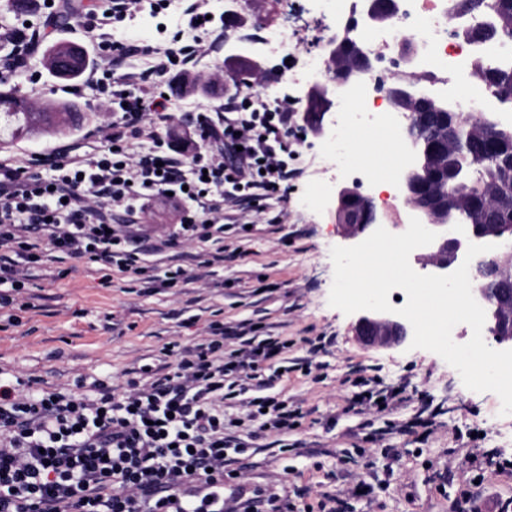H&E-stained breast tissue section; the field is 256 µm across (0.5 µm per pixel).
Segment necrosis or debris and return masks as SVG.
<instances>
[{
    "label": "necrosis or debris",
    "mask_w": 512,
    "mask_h": 512,
    "mask_svg": "<svg viewBox=\"0 0 512 512\" xmlns=\"http://www.w3.org/2000/svg\"><path fill=\"white\" fill-rule=\"evenodd\" d=\"M396 4L384 30L361 31V40L381 63L377 71L337 97L336 113L347 115L355 125H382L388 139L398 141L401 131L383 107V85L387 73L408 68L454 83L463 117L476 118L477 96L465 80L466 70L478 60L512 66V39L480 48L455 35L449 0H396Z\"/></svg>",
    "instance_id": "obj_1"
}]
</instances>
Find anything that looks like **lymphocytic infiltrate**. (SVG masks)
Segmentation results:
<instances>
[{
    "label": "lymphocytic infiltrate",
    "instance_id": "obj_1",
    "mask_svg": "<svg viewBox=\"0 0 512 512\" xmlns=\"http://www.w3.org/2000/svg\"><path fill=\"white\" fill-rule=\"evenodd\" d=\"M167 0H113L111 10L83 8L86 41L120 58L139 51L153 59L138 72L91 69V82L109 91L111 120L92 135L90 151L0 160V311L18 305L17 290L31 268L59 255L88 258L147 283L175 288L182 266L151 274L138 245L141 227L116 224L114 209L146 212L152 200L172 195L183 204L173 233L159 243L175 249L207 242L203 266L223 263V232L242 210H258L279 224L284 211L269 206L280 186L299 177L300 153L288 142L297 113L287 100L258 109L243 83L266 80L259 66L226 60L224 103L216 115L198 114L196 136L204 153L185 157L166 141L174 121L164 82L186 87L189 65L202 43L140 47L102 41L112 22L143 11L157 14ZM146 141L137 152L134 142ZM201 342L169 343L160 369L145 365L123 387L97 379L82 394L41 388L20 391L0 379V512H337V499L296 508L277 496L239 485L228 488L237 456L249 439L285 436L303 413L282 395L268 394L272 360L294 341L258 338V324L227 330L211 322ZM240 402L243 421L226 417V402Z\"/></svg>",
    "mask_w": 512,
    "mask_h": 512
}]
</instances>
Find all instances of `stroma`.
I'll list each match as a JSON object with an SVG mask.
<instances>
[{
  "label": "stroma",
  "instance_id": "stroma-1",
  "mask_svg": "<svg viewBox=\"0 0 512 512\" xmlns=\"http://www.w3.org/2000/svg\"><path fill=\"white\" fill-rule=\"evenodd\" d=\"M201 4L214 14L224 13L227 0H172L168 10L125 21L106 34L107 40L138 39L145 44L171 39L183 12ZM241 23L208 34L207 54L191 63L195 76L223 68L225 41L257 47L266 27L284 31L293 50L262 55L267 90L305 109V93L316 84L306 73L307 50L325 35L341 13L343 0H239ZM83 44L79 17L67 26L40 37L28 55V66L40 80L18 86L19 94L36 104L67 100L65 81L53 77L44 65L52 45ZM215 96H197L175 106L178 121L166 129L179 141L185 156L200 152V142L180 118L184 112H213ZM77 108L87 125L111 117L98 88L87 86ZM86 127L70 131L41 130L18 140L9 156L46 154L63 146H82ZM289 141H302L304 175L288 185L285 221L262 223L248 214L249 230L233 227L225 233L229 251L224 263L200 267L199 249L187 245L180 260L190 280L180 288L128 292V276L108 274L105 266L84 260L61 263L64 275L50 280L36 271L25 296L31 309L18 310L14 324L0 329V371L7 379L36 378L45 385L71 390L78 377L124 382L127 370L157 364L168 342L193 344L208 334L213 320L233 326L242 321L265 325L267 334L288 336L295 344L284 361L288 372L274 392L290 398L305 411L296 431L276 439H254L240 460L241 484L264 494L288 497L296 506L317 502L328 493L341 499L340 512H462V491H470L479 512H499L512 501V473L494 475L492 483L473 485L465 455L478 449L483 468L512 460V414L501 412V400L492 392L467 389L453 367L437 354L412 349L366 348L353 326L356 314H344L328 303L333 282L332 247L342 245V227L329 198L317 197L319 183L345 184L344 176L320 170L317 162L329 142L314 125L297 121ZM180 204L162 198L147 213L137 215L145 244L172 231ZM243 255H235V248ZM332 337L316 356H309V341ZM317 368L303 374L306 359ZM403 390L405 404L391 413L363 415L350 405L364 388ZM422 415L433 417L436 431L420 440L406 434L382 436L387 424ZM301 479H293V472ZM365 484L367 494H350V487Z\"/></svg>",
  "mask_w": 512,
  "mask_h": 512
}]
</instances>
